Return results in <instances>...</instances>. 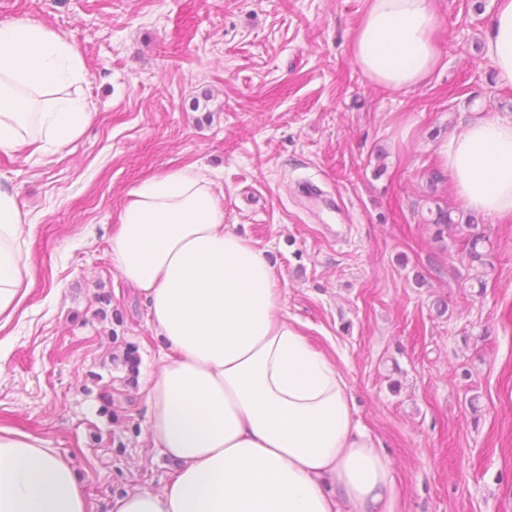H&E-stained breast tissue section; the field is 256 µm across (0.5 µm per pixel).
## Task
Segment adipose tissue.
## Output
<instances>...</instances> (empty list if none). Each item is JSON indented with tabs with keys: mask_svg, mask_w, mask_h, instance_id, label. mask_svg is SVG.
I'll list each match as a JSON object with an SVG mask.
<instances>
[{
	"mask_svg": "<svg viewBox=\"0 0 512 512\" xmlns=\"http://www.w3.org/2000/svg\"><path fill=\"white\" fill-rule=\"evenodd\" d=\"M440 25L435 0H367L353 62L380 87L416 88L441 61ZM484 54L512 86V0H496ZM85 77L65 35L0 21V152L77 139ZM437 154L466 208L512 216V120L472 121ZM129 195L112 259L161 342L140 392L147 438L175 472L161 490L115 493L108 512H395L391 459L356 421L335 362L289 318L273 263L225 224L212 182L172 169ZM29 234L0 181L1 325L33 279ZM0 512H87L85 487L45 439L0 429Z\"/></svg>",
	"mask_w": 512,
	"mask_h": 512,
	"instance_id": "1",
	"label": "adipose tissue"
}]
</instances>
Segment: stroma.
I'll use <instances>...</instances> for the list:
<instances>
[{"label": "stroma", "instance_id": "35a3bbf8", "mask_svg": "<svg viewBox=\"0 0 512 512\" xmlns=\"http://www.w3.org/2000/svg\"><path fill=\"white\" fill-rule=\"evenodd\" d=\"M366 4L0 0V20L67 35L86 72L77 141L0 153L34 271L0 329V428L68 457L88 512L175 470L145 438L130 379L158 364L160 343L110 247L132 187L172 168L206 174L225 223L272 261L289 316L390 456L399 512H512V217H477L492 244L480 292L460 232L439 243L424 222L460 204L436 144L512 118V87L483 54L496 3L437 0L444 65L409 92L371 84L352 60Z\"/></svg>", "mask_w": 512, "mask_h": 512}]
</instances>
